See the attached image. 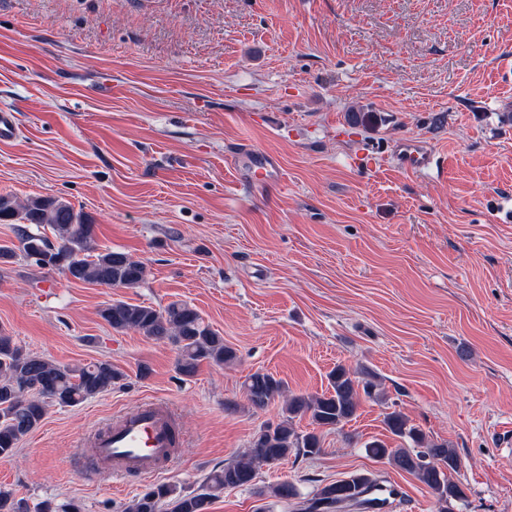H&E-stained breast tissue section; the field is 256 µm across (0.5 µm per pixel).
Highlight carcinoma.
<instances>
[{"mask_svg":"<svg viewBox=\"0 0 512 512\" xmlns=\"http://www.w3.org/2000/svg\"><path fill=\"white\" fill-rule=\"evenodd\" d=\"M17 223L20 250L40 262L38 256H51L50 269H59L73 281L107 288H133L147 276L144 263L122 251H97L95 224L82 212L52 197H34L24 203L0 194V223ZM48 226L49 239L40 228ZM101 318L116 332L129 330L176 347V368L192 378L200 365H217L238 360L237 351L224 343V337L206 324L199 312L186 302H172L158 310L151 305L113 301L100 310ZM125 374L109 362L84 366L56 363L23 349L9 336H0V457H10L20 442L43 421L47 406H76L112 389ZM329 388L322 394L291 395L285 400L282 418L266 423L254 433L247 453L224 463L212 472L195 493H183L172 484H157L138 494L122 512H206L209 501L226 489L255 488L261 497L288 502L300 497L295 483L283 481L257 487L255 480L264 465L279 463L295 454L316 456L322 451L320 429H339L351 421L359 407L355 373L343 365L328 375ZM284 383L268 372L256 371L244 382L245 397L253 409H262L282 395ZM305 417L310 431L294 427L295 417ZM387 431L402 444L388 447L382 441L365 445L367 453L387 460L426 486L441 503L463 498L451 479L459 460L448 444L425 439L408 425L406 416L394 410L384 417ZM369 478L351 473L325 485L307 499L304 512H335L342 504H353L366 491ZM0 512H27L23 502L9 489H0Z\"/></svg>","mask_w":512,"mask_h":512,"instance_id":"obj_1","label":"carcinoma"}]
</instances>
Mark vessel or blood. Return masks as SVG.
I'll use <instances>...</instances> for the list:
<instances>
[{
	"label": "vessel or blood",
	"mask_w": 512,
	"mask_h": 512,
	"mask_svg": "<svg viewBox=\"0 0 512 512\" xmlns=\"http://www.w3.org/2000/svg\"><path fill=\"white\" fill-rule=\"evenodd\" d=\"M396 151L408 170L423 171L431 164L430 153L417 141H401ZM236 157L249 173L251 189H265L280 181L279 163L274 156L244 147ZM178 446L171 408L165 402L152 401L121 414L108 427L89 435L79 451L94 460L97 476L109 481L130 471H164L175 459Z\"/></svg>",
	"instance_id": "obj_1"
}]
</instances>
